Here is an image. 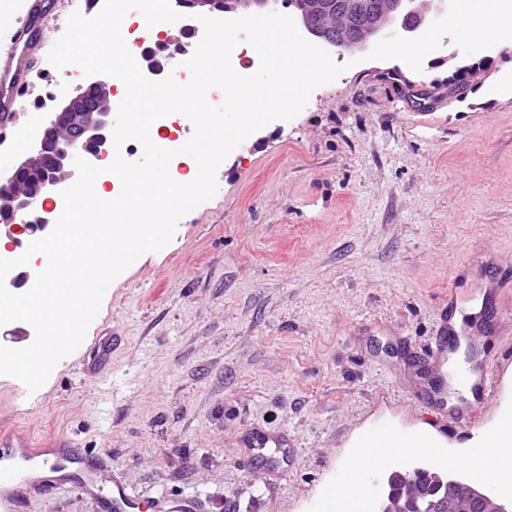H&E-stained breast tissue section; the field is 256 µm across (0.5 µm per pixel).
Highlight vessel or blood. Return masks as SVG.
<instances>
[{"label":"vessel or blood","instance_id":"b4317fda","mask_svg":"<svg viewBox=\"0 0 512 512\" xmlns=\"http://www.w3.org/2000/svg\"><path fill=\"white\" fill-rule=\"evenodd\" d=\"M21 11L0 22V151L15 154L20 136L29 134L20 122L23 108L35 97L37 79L43 74L40 51L58 31L61 0H20ZM455 276L445 298L437 333L426 351L435 375L426 390L417 392L419 404L439 422L469 429L495 393L502 367L512 361V351L501 342L474 349L467 368L458 376L468 386L469 398L448 399L449 353L473 327H493L495 308H512V276L500 278L493 287H463ZM112 355V335L100 333L83 353L89 374H99ZM101 464L97 456L75 447L65 437H53L35 446L22 428H0V512H20L32 494L69 486L95 497L100 491ZM110 512H142L120 475H113L106 497Z\"/></svg>","mask_w":512,"mask_h":512}]
</instances>
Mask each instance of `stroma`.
Masks as SVG:
<instances>
[{"mask_svg": "<svg viewBox=\"0 0 512 512\" xmlns=\"http://www.w3.org/2000/svg\"><path fill=\"white\" fill-rule=\"evenodd\" d=\"M292 120L254 132L216 172V195L172 241L108 287L86 337L108 329L102 375L73 352L27 400L0 377V422L65 436L120 473L140 499L195 512H320L338 486L360 491L373 462L436 465L489 441L512 411V364L478 428H443L412 397L420 357L463 264L512 268V40L496 44L464 98L428 111L378 85L394 60L350 64ZM255 427L287 433L246 466ZM437 445L367 447L374 431ZM279 471V480L267 479ZM25 512H104L58 488Z\"/></svg>", "mask_w": 512, "mask_h": 512, "instance_id": "obj_1", "label": "stroma"}]
</instances>
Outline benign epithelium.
I'll use <instances>...</instances> for the list:
<instances>
[{
    "label": "benign epithelium",
    "mask_w": 512,
    "mask_h": 512,
    "mask_svg": "<svg viewBox=\"0 0 512 512\" xmlns=\"http://www.w3.org/2000/svg\"><path fill=\"white\" fill-rule=\"evenodd\" d=\"M198 14L238 10L267 12L268 0H192ZM294 14L308 38L338 53L362 52L373 40L392 34L417 33L447 9L445 0H386L377 7L372 0H294ZM330 15L339 18L331 27L323 24ZM472 56L455 50L449 60L456 70L448 80L447 95L460 96L476 69ZM69 105L49 113L38 135L35 150L15 160L0 176V229L9 234L43 231L48 226L40 202L59 186L76 178L73 166L79 155L95 165L108 156L112 146L114 112H70ZM387 489L376 512H512V501L494 495L470 479L427 466H403L391 470Z\"/></svg>",
    "instance_id": "benign-epithelium-1"
}]
</instances>
